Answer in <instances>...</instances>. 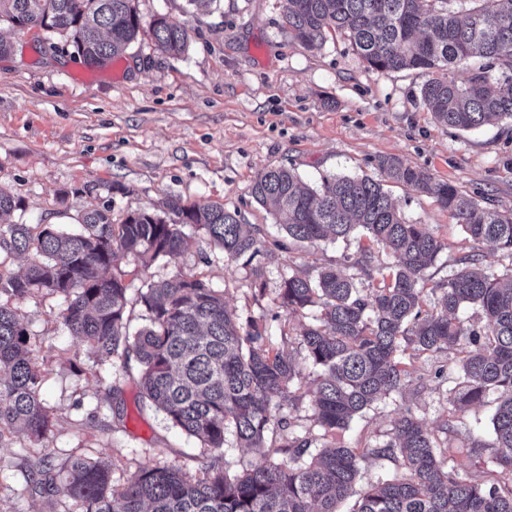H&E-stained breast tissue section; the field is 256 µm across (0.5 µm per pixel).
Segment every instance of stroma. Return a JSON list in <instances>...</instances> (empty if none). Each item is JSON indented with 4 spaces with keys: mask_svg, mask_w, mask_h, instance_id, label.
Here are the masks:
<instances>
[{
    "mask_svg": "<svg viewBox=\"0 0 512 512\" xmlns=\"http://www.w3.org/2000/svg\"><path fill=\"white\" fill-rule=\"evenodd\" d=\"M183 7L184 0H138L144 20L164 14L189 28L185 55L161 53L144 33L102 68L87 67L69 46L37 53L42 30L0 25V38L14 47L0 56V186L26 205L14 222L68 228L77 209L108 204L118 224L176 198L238 211L243 223L261 229L267 253L247 264L227 261L204 230L184 226L180 255L148 267L133 256L119 261L130 296L149 282L195 277L222 293L239 320L265 321L273 348L293 352L301 325L313 317L280 308L283 276H316L368 240L289 242L251 195L260 173L287 167L311 185L325 173L378 180L381 160L396 157L481 202L512 206V125L461 131L438 123L421 101L428 73L371 70L339 40L319 51L303 48L285 29L284 0H220L196 16ZM385 187L409 222L429 225L446 244L424 272L428 285L446 282L475 248L489 255L493 273L512 274V258L472 244L435 197L391 181ZM15 307L46 367L40 397L55 425L46 444L18 432L0 446V512H32L21 493L23 470L44 452L59 462L105 461L116 487L157 464L202 476L210 451L143 403L135 357L102 359L71 336L59 295L37 293ZM449 388L418 372L403 393L373 405L337 438L358 447L383 443L398 407L407 406L434 432H446L452 447L471 435L489 439L494 397L456 413ZM116 398L125 420L112 414Z\"/></svg>",
    "mask_w": 512,
    "mask_h": 512,
    "instance_id": "obj_1",
    "label": "stroma"
}]
</instances>
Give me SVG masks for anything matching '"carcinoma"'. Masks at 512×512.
<instances>
[{
	"label": "carcinoma",
	"instance_id": "cac0c4a2",
	"mask_svg": "<svg viewBox=\"0 0 512 512\" xmlns=\"http://www.w3.org/2000/svg\"><path fill=\"white\" fill-rule=\"evenodd\" d=\"M136 0H0V23L64 34L89 67L122 56L143 28L161 52L184 55L190 33L164 15L148 25ZM284 21L292 40L309 50L340 39L376 71L421 69L432 77L421 100L434 118L468 131L496 120L512 124V0H286ZM468 72L466 82L454 70ZM387 177L434 194L465 235L512 258V208L489 207L428 170L395 157L380 162ZM258 204L285 216L293 240L314 244L357 232L371 246L344 268L316 278L282 277L280 307L290 314L318 310L298 345L316 374L311 407L314 426L297 428L290 406L300 370L293 356L270 347L265 330L239 322L224 296L199 279L150 282L136 302L149 324L131 337V299L117 275L107 276L123 254L146 263L178 255L181 226L194 224L233 261L262 254L264 242L238 213L220 205L185 206L132 213L112 223V209H82L72 233L58 224H0V253L27 258L24 272L0 269V445L18 428L42 442L53 419L40 399L44 369L30 333L12 301L47 291L64 297L63 325L101 356L134 354L142 397L171 425L214 452L201 478L175 465L140 468L126 486H112L110 468L74 457L59 464L40 456L26 471L29 495L62 501L76 512H337L358 495L352 512H512V276L490 272L487 255L458 260L448 281L431 288L427 308L424 270L447 247L426 224L401 215L382 183L369 177L326 174L309 186L289 168L261 173L251 187ZM25 211V202L0 188V217ZM394 258L375 265L372 248ZM354 273H348V270ZM362 274L360 281L357 274ZM477 310L482 329L457 316ZM458 355L451 376L453 410L498 393L487 441L453 448L406 407L387 442L364 448L336 443L356 416L400 394L423 354ZM241 448L259 458L233 478L224 471L228 430ZM280 444L267 445L269 434ZM492 448L497 477L485 480L467 460ZM283 459L278 460L276 456ZM387 458L398 471L356 493L359 462Z\"/></svg>",
	"mask_w": 512,
	"mask_h": 512
}]
</instances>
